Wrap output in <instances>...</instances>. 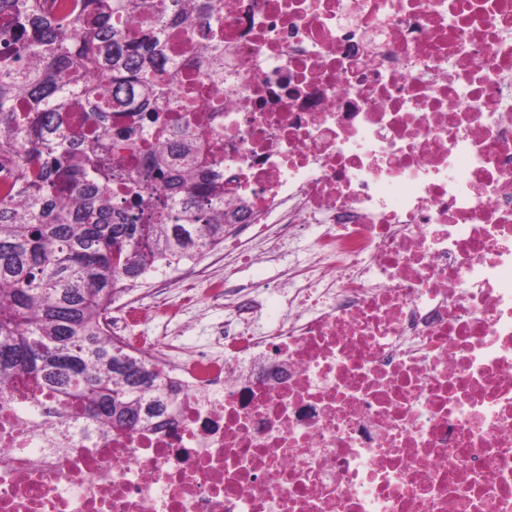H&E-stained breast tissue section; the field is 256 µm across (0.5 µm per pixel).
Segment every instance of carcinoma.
<instances>
[{"instance_id": "cac0c4a2", "label": "carcinoma", "mask_w": 512, "mask_h": 512, "mask_svg": "<svg viewBox=\"0 0 512 512\" xmlns=\"http://www.w3.org/2000/svg\"><path fill=\"white\" fill-rule=\"evenodd\" d=\"M186 4L0 0V383L51 394L102 430L175 402L156 365L108 336L112 301L158 261L224 243V171L189 119L123 202L110 192L126 176L110 158L112 120L137 113L122 132L138 151L178 81L162 34L188 20ZM207 29L204 67L218 77L224 35Z\"/></svg>"}]
</instances>
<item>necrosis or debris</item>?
Returning <instances> with one entry per match:
<instances>
[{
    "mask_svg": "<svg viewBox=\"0 0 512 512\" xmlns=\"http://www.w3.org/2000/svg\"><path fill=\"white\" fill-rule=\"evenodd\" d=\"M171 54L224 170L231 228L295 240L311 273L159 365L173 409L107 434L0 391V512H512V0H224ZM202 6L199 9L198 15L206 16L210 21L206 22V27L211 35V44L207 58L204 60V67L209 70L211 75L219 77L223 74L224 69V35L216 23H212V4H218L223 0H201Z\"/></svg>",
    "mask_w": 512,
    "mask_h": 512,
    "instance_id": "1",
    "label": "necrosis or debris"
}]
</instances>
